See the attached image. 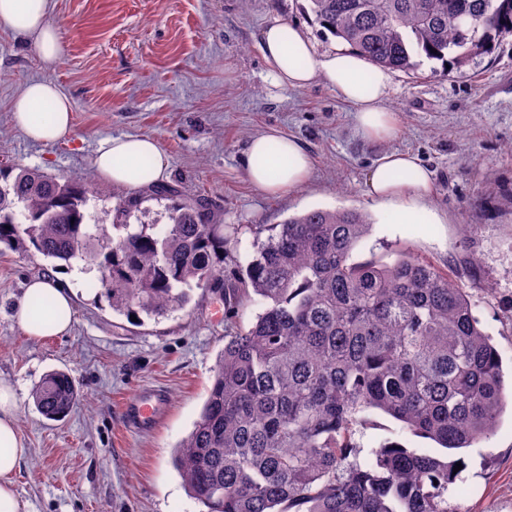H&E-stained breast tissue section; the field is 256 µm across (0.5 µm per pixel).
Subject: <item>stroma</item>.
<instances>
[{
    "label": "stroma",
    "mask_w": 512,
    "mask_h": 512,
    "mask_svg": "<svg viewBox=\"0 0 512 512\" xmlns=\"http://www.w3.org/2000/svg\"><path fill=\"white\" fill-rule=\"evenodd\" d=\"M60 53L43 68L25 37L0 26V164L92 181L89 212L112 221V184L93 166L101 139L147 136L170 158L167 183L183 198H204L234 244V261L252 253L251 227L307 210L357 209L373 227L352 252L393 262L408 251L448 270L473 296L504 364L512 363V38L465 69L422 60L396 71L386 105L399 118L382 146L356 134L353 108L316 83L274 84L260 34L274 18L304 25L315 48L341 42L315 22L306 0H52ZM54 82L71 100L68 135L29 140L10 103L26 82ZM275 130L306 144L308 182L279 196L254 188L245 150ZM416 153L435 173L439 224H388L365 194L369 166L383 148ZM53 271L41 255L0 252V380L14 386L18 428L28 448L15 475L30 512H202L172 458L192 430L211 386L229 329L251 324L261 307L225 312L219 293L197 288L189 304L159 319L113 312L96 275L67 277L75 293L73 324L63 336H27L13 317L28 279ZM494 293H487L486 285ZM70 374L87 401L61 421L42 415L32 390L48 372ZM163 388L167 407L153 428H128L124 401ZM355 441L362 453L387 443L433 452V441L371 412ZM463 467L448 487L451 512H512V411L497 431L460 450Z\"/></svg>",
    "instance_id": "1"
}]
</instances>
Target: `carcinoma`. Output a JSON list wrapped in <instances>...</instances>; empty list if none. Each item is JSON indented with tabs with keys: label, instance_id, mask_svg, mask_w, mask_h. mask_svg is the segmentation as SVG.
<instances>
[{
	"label": "carcinoma",
	"instance_id": "obj_1",
	"mask_svg": "<svg viewBox=\"0 0 512 512\" xmlns=\"http://www.w3.org/2000/svg\"><path fill=\"white\" fill-rule=\"evenodd\" d=\"M308 2L321 27L396 71L421 57L462 69L512 38V0ZM112 198V224H91L97 196L84 182L0 168V244L33 248L55 268L97 269L112 310L128 315H167L200 287L222 291L229 310L262 306L224 336L203 410L174 454L205 512H448L460 462L448 452L492 435L512 402L467 289L411 253L353 261L371 229L354 209L252 226L253 254L227 283L232 241L205 199L165 184L114 187ZM146 198L164 203V231L131 223ZM33 399L61 420L84 396L58 370ZM372 410L442 452L391 443L360 456L354 435Z\"/></svg>",
	"mask_w": 512,
	"mask_h": 512
}]
</instances>
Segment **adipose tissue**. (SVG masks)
<instances>
[{"mask_svg": "<svg viewBox=\"0 0 512 512\" xmlns=\"http://www.w3.org/2000/svg\"><path fill=\"white\" fill-rule=\"evenodd\" d=\"M0 24L24 36L35 47L43 67L55 65L59 36L51 20V0H0ZM260 49L274 83L298 90L316 82L326 83L337 96L355 108L359 135L373 143L393 138L397 117L386 107L392 77L388 70L368 66L347 48L318 52L306 29L297 23L273 19L264 29ZM52 104L53 120L43 125L33 113ZM13 121L32 141L53 143L72 126V105L57 86L46 80L28 82L10 105ZM246 172L251 184L263 193L277 195L303 186L309 179L313 159L297 138L279 133L254 135L247 147ZM94 166L97 174L117 186L146 187L162 183L169 166L167 155L148 137L123 135L99 141ZM434 173L416 155L386 150L367 172L366 196L371 205L388 214L395 224H436L440 218L430 207ZM75 294L60 276L28 280L24 299L15 311L27 335L46 338L65 334L73 321ZM45 298L49 313L32 318V300ZM14 387L0 382V512H24L14 474L27 453L17 425Z\"/></svg>", "mask_w": 512, "mask_h": 512, "instance_id": "obj_1", "label": "adipose tissue"}]
</instances>
